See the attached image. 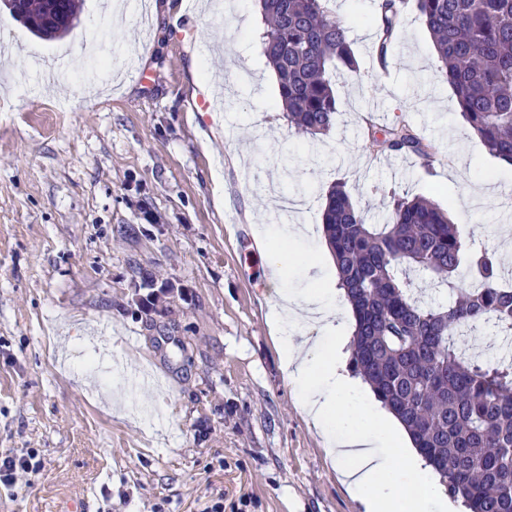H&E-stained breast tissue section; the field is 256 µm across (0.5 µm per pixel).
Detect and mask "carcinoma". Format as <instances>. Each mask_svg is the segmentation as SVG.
<instances>
[{"instance_id":"1","label":"carcinoma","mask_w":512,"mask_h":512,"mask_svg":"<svg viewBox=\"0 0 512 512\" xmlns=\"http://www.w3.org/2000/svg\"><path fill=\"white\" fill-rule=\"evenodd\" d=\"M430 33L460 115L494 157L512 165V0H379L385 55L407 2ZM264 52L288 123L324 135L336 123L333 72L356 69L350 26L330 0H255ZM37 37L52 17L77 21L78 0H21ZM381 152L424 159L433 146L404 122L375 133ZM323 232L354 318L350 366L410 435L448 496L467 512H512V361L464 353L466 329L512 334V288L496 251L466 244L449 213L425 198H395L389 221L368 224L332 183ZM416 273L447 291L429 306L411 288Z\"/></svg>"}]
</instances>
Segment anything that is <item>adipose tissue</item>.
Segmentation results:
<instances>
[{
  "instance_id": "ef3b65f1",
  "label": "adipose tissue",
  "mask_w": 512,
  "mask_h": 512,
  "mask_svg": "<svg viewBox=\"0 0 512 512\" xmlns=\"http://www.w3.org/2000/svg\"><path fill=\"white\" fill-rule=\"evenodd\" d=\"M263 258L276 285L271 321L281 366L300 392V409L320 429L328 455L340 465L344 484L365 512H419L423 503L454 512L443 485L409 448L392 417L372 405L359 379L346 368L350 338L336 302L337 289L312 279L308 288L289 287L295 255L284 246L265 245ZM323 333L308 336L310 320ZM394 456L381 455V447Z\"/></svg>"
}]
</instances>
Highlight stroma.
<instances>
[{"label": "stroma", "instance_id": "35a3bbf8", "mask_svg": "<svg viewBox=\"0 0 512 512\" xmlns=\"http://www.w3.org/2000/svg\"><path fill=\"white\" fill-rule=\"evenodd\" d=\"M122 2L83 0L54 41L0 8V457L32 465L0 482V512H364L281 372L252 228L296 204L292 288L337 180L369 223L424 196L498 250L512 169L487 165L414 13L382 59L377 0H334L358 69L333 77L331 131L302 137L254 0ZM368 119L409 122L433 158L377 154ZM133 260L176 286L174 332L136 314Z\"/></svg>", "mask_w": 512, "mask_h": 512}]
</instances>
